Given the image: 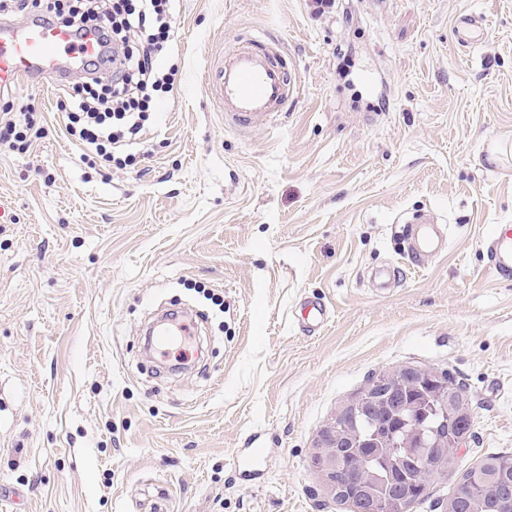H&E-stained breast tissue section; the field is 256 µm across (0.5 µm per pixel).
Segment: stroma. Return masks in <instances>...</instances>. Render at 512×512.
Segmentation results:
<instances>
[{"label":"stroma","instance_id":"stroma-1","mask_svg":"<svg viewBox=\"0 0 512 512\" xmlns=\"http://www.w3.org/2000/svg\"><path fill=\"white\" fill-rule=\"evenodd\" d=\"M464 11L486 25L468 52ZM174 24L176 83L126 167L83 160L63 85L0 92L44 130L0 153V512H347L314 439L406 364L466 386L459 468L512 455V275L486 245L512 225V0H178ZM260 33L302 91L242 134L199 74ZM422 212L448 248L416 269L397 219ZM183 310L206 346L147 347ZM484 26L481 17L472 13L461 14L453 22L452 40L459 49H473L485 34Z\"/></svg>","mask_w":512,"mask_h":512}]
</instances>
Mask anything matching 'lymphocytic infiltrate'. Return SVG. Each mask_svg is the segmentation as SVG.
I'll return each mask as SVG.
<instances>
[{
	"label": "lymphocytic infiltrate",
	"mask_w": 512,
	"mask_h": 512,
	"mask_svg": "<svg viewBox=\"0 0 512 512\" xmlns=\"http://www.w3.org/2000/svg\"><path fill=\"white\" fill-rule=\"evenodd\" d=\"M174 0H0V12L37 15L92 37L97 55L83 62L84 82L73 85L64 128L70 139L106 165L123 166L112 152L136 140L154 108L155 93L174 88L177 68L159 61L173 40Z\"/></svg>",
	"instance_id": "lymphocytic-infiltrate-1"
}]
</instances>
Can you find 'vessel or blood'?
Listing matches in <instances>:
<instances>
[{
	"instance_id": "obj_1",
	"label": "vessel or blood",
	"mask_w": 512,
	"mask_h": 512,
	"mask_svg": "<svg viewBox=\"0 0 512 512\" xmlns=\"http://www.w3.org/2000/svg\"><path fill=\"white\" fill-rule=\"evenodd\" d=\"M485 34L481 17L459 15L452 40L459 49L476 47ZM96 45L75 42L70 31L33 18L14 27H0V87L60 82L65 71L93 56ZM282 45L267 34L241 39L225 50L219 66L205 68L203 84L215 91L225 122L243 130L270 124L288 111L300 94V80L287 63ZM407 258L414 267L438 252L443 236L436 222L416 216L403 220ZM494 269L512 273V225H496L489 238Z\"/></svg>"
}]
</instances>
